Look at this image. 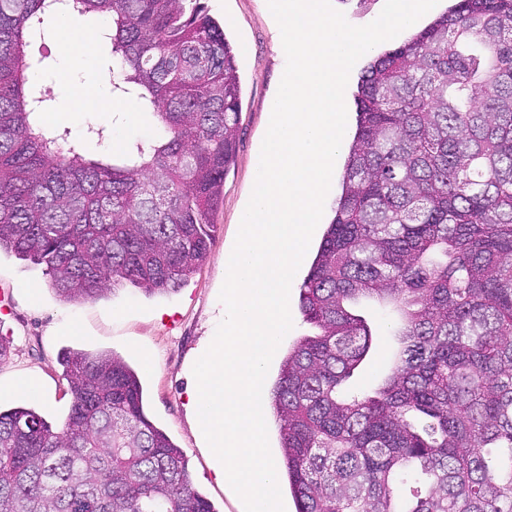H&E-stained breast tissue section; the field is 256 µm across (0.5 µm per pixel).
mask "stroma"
Wrapping results in <instances>:
<instances>
[{
  "mask_svg": "<svg viewBox=\"0 0 512 512\" xmlns=\"http://www.w3.org/2000/svg\"><path fill=\"white\" fill-rule=\"evenodd\" d=\"M237 49L241 81V121L234 166L224 178V202L215 215L217 229L210 256L177 291L147 296L133 285L118 288L107 298L82 303L63 301L50 285L45 265L12 254H0V289L11 291L9 306H0V336L12 343V353L0 362V406L24 403L15 389L18 381L36 379L43 393L38 412L62 426L71 395L59 357L69 349L113 353L140 376L144 407L149 418L176 443L188 458L194 488L207 497L217 512H244L240 498L219 476L220 463L196 432L187 391L192 368L206 338L216 329L222 304L224 250L236 239L238 214L251 191V174L259 143L267 125V101L279 84L283 62L275 48L276 31L262 0H206ZM45 41L31 43L28 52L45 60L41 84L55 100H62L82 74H59V49L63 39L55 18L45 16ZM83 122L124 140L155 136L154 123L132 120L128 114L86 112ZM373 331L371 350L354 371L345 388L372 391L385 377L394 339L389 313L370 302L357 306ZM77 320L78 332L65 324ZM153 356L146 366L145 356Z\"/></svg>",
  "mask_w": 512,
  "mask_h": 512,
  "instance_id": "obj_1",
  "label": "stroma"
}]
</instances>
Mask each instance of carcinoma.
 <instances>
[{"mask_svg":"<svg viewBox=\"0 0 512 512\" xmlns=\"http://www.w3.org/2000/svg\"><path fill=\"white\" fill-rule=\"evenodd\" d=\"M111 20L112 91L155 140L87 155L47 127L27 53L41 16ZM236 53L205 0H0V252L69 301L174 291L207 259L240 112ZM335 213L300 285L316 332L271 392L297 512H512V0H455L367 65ZM399 316L391 373L343 387ZM55 428L0 409V512H216L146 416L134 371L67 351ZM424 486L408 495L411 474Z\"/></svg>","mask_w":512,"mask_h":512,"instance_id":"cac0c4a2","label":"carcinoma"}]
</instances>
